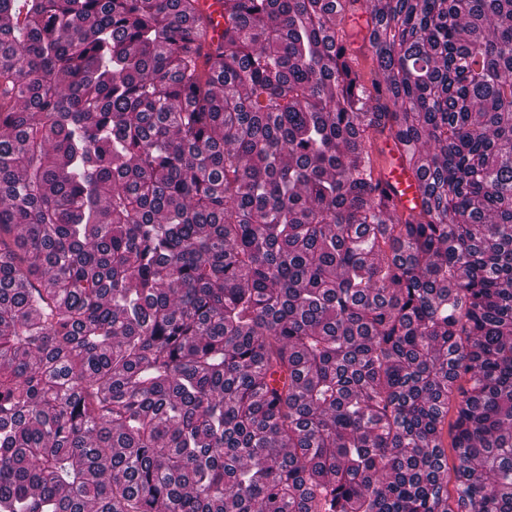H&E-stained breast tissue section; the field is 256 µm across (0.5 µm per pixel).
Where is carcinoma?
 <instances>
[{"mask_svg":"<svg viewBox=\"0 0 512 512\" xmlns=\"http://www.w3.org/2000/svg\"><path fill=\"white\" fill-rule=\"evenodd\" d=\"M215 2L0 0V512H512V0ZM379 150L382 151L380 158L384 167V180L397 191L399 208L405 212H409L411 207L418 210L421 197L413 173L403 166L391 141L381 144Z\"/></svg>","mask_w":512,"mask_h":512,"instance_id":"carcinoma-1","label":"carcinoma"}]
</instances>
